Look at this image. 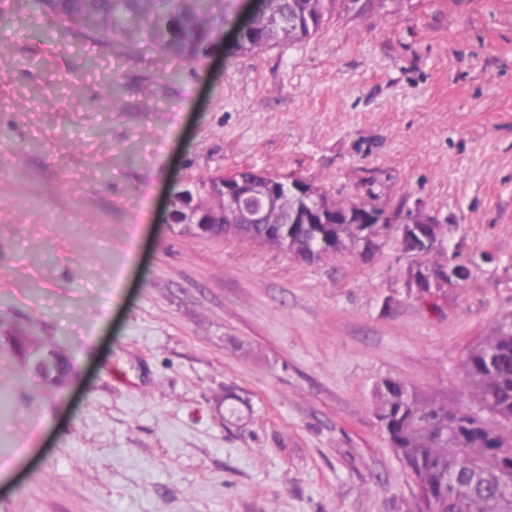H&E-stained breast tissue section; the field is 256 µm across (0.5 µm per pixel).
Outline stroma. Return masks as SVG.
I'll return each mask as SVG.
<instances>
[{
	"mask_svg": "<svg viewBox=\"0 0 512 512\" xmlns=\"http://www.w3.org/2000/svg\"><path fill=\"white\" fill-rule=\"evenodd\" d=\"M62 28L0 0V512H426L373 407L389 379L466 403L512 313V0H336L256 54L226 26L174 80ZM243 168L442 239L303 259L167 223ZM453 252L470 279L422 292ZM439 229V224H404L405 249L416 256L427 253L436 243Z\"/></svg>",
	"mask_w": 512,
	"mask_h": 512,
	"instance_id": "stroma-1",
	"label": "stroma"
}]
</instances>
